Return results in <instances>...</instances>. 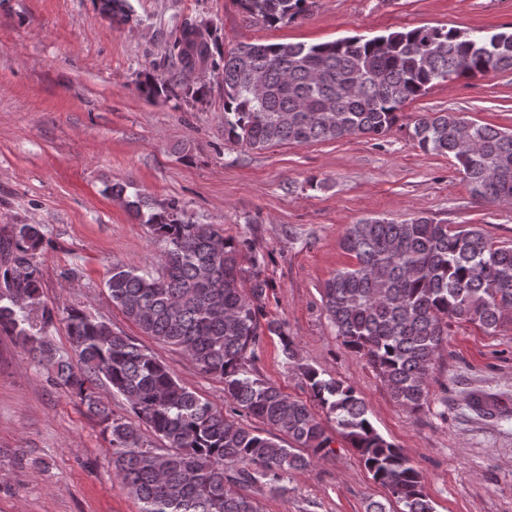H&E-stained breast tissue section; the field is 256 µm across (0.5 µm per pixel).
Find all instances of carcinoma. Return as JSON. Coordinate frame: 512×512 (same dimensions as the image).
Returning a JSON list of instances; mask_svg holds the SVG:
<instances>
[{"mask_svg":"<svg viewBox=\"0 0 512 512\" xmlns=\"http://www.w3.org/2000/svg\"><path fill=\"white\" fill-rule=\"evenodd\" d=\"M98 2L106 19L126 12V0ZM239 2L249 18L269 26L301 18L309 8V0ZM241 51L247 60L239 58ZM170 54L184 71L208 61L221 70L224 139L265 150L384 137L402 109L435 84L512 71V31L419 27L224 51L209 25L186 23ZM410 136L423 151L452 159L474 197L512 205V131L453 112H427ZM110 193L164 245L159 274L112 266L106 281L112 304L143 334L222 381L230 412L180 385L136 339L80 309L65 316L72 355H58L26 314L42 288L35 255L43 234L35 224L13 225L3 245L0 333L38 355L99 417L110 436L115 477L137 499L139 512H260L247 489L279 493L290 473L333 453L312 406L254 371L265 335L279 338L285 362L298 354L284 324L265 318L271 288L266 256L248 238L184 220L175 199L157 211L139 195L126 198L124 184L112 185ZM340 247L352 262L324 283L327 318L342 344L366 358L392 400L410 413L428 405L451 322L476 324L489 334L512 325V246L495 244L475 224L452 227L419 214L402 221L368 217L349 225ZM302 376L326 420L336 423L401 512H434L421 472L378 433L356 391L310 367ZM102 388L123 396L164 447L145 446L132 421L113 417L101 401ZM240 414L265 429L243 425ZM280 434L288 440L278 442Z\"/></svg>","mask_w":512,"mask_h":512,"instance_id":"obj_1","label":"carcinoma"}]
</instances>
